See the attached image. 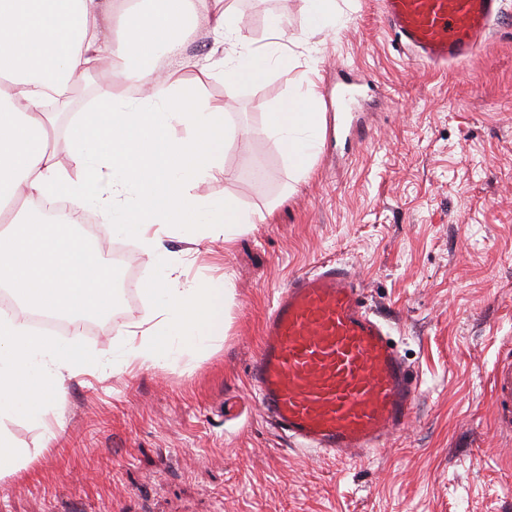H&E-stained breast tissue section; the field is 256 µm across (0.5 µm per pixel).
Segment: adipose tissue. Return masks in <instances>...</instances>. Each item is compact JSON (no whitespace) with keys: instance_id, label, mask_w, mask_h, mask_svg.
<instances>
[{"instance_id":"obj_1","label":"adipose tissue","mask_w":512,"mask_h":512,"mask_svg":"<svg viewBox=\"0 0 512 512\" xmlns=\"http://www.w3.org/2000/svg\"><path fill=\"white\" fill-rule=\"evenodd\" d=\"M32 0H0V287L27 308L53 316L83 318L110 314L114 296L86 309L78 289L33 283L18 275L26 256L16 229L28 224L26 205L35 198L65 195L75 210L97 209L116 237L141 244L159 276L142 293L152 306L126 333L113 370L162 368L186 352L200 353L224 337L229 278L188 283L171 261L164 235L188 240L221 229L232 243L254 213L237 198L204 200L188 194L195 182L224 169L226 129L221 109L202 103L186 89L183 74L194 70L197 84L215 76L213 65L183 53L199 20H207L219 45H228V77L259 82L272 66L284 64L280 40L285 21L267 22L269 41L258 51L241 50L245 22L224 0H47L41 25L28 21ZM177 63L159 68L161 53ZM102 76L95 107L73 123L68 143L77 170L68 176L45 145L54 115L63 111L74 73ZM142 89L136 104L120 101L124 87ZM190 129L188 139L148 140L147 126ZM262 131L274 139L296 178L310 169L322 133L317 93L289 96L267 113ZM102 359L77 353L72 344L50 340L14 318H0V477L25 472L34 457L19 447L6 423L17 417L41 422L46 401L65 381L81 373H103Z\"/></svg>"}]
</instances>
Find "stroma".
I'll return each instance as SVG.
<instances>
[{
    "instance_id": "35a3bbf8",
    "label": "stroma",
    "mask_w": 512,
    "mask_h": 512,
    "mask_svg": "<svg viewBox=\"0 0 512 512\" xmlns=\"http://www.w3.org/2000/svg\"><path fill=\"white\" fill-rule=\"evenodd\" d=\"M250 45L283 16L296 67L257 84L218 74L204 86L223 108L224 170L191 185L202 198L236 196L260 219L225 246L171 234L185 279L229 276L227 330L204 353L165 368L76 376L42 424L14 419L29 471L0 478V512H512V431L496 423L491 370L512 343V25L471 59L434 67L392 46L381 0H336L335 32L314 33L301 0H229ZM371 79L367 138L346 145L324 131L309 175L294 181L263 114L315 83L331 110L339 68ZM73 111L50 135L66 172L74 114L99 79L75 76ZM251 137H243V130ZM266 170L253 180L246 155ZM111 319L65 328L76 352L111 359L147 306L155 275L135 239ZM322 259L347 265L385 315L420 380L416 414L388 447L362 459L299 448L266 420L249 364L268 308L295 275Z\"/></svg>"
}]
</instances>
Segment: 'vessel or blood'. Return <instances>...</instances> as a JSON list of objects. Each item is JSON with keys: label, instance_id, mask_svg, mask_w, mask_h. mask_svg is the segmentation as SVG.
Here are the masks:
<instances>
[{"label": "vessel or blood", "instance_id": "vessel-or-blood-1", "mask_svg": "<svg viewBox=\"0 0 512 512\" xmlns=\"http://www.w3.org/2000/svg\"><path fill=\"white\" fill-rule=\"evenodd\" d=\"M504 0H383L411 59L464 61L489 41ZM255 397L307 450L349 457L387 447L414 414L419 382L344 266L318 261L282 289L250 364ZM498 421L512 429V348L492 370Z\"/></svg>", "mask_w": 512, "mask_h": 512}]
</instances>
